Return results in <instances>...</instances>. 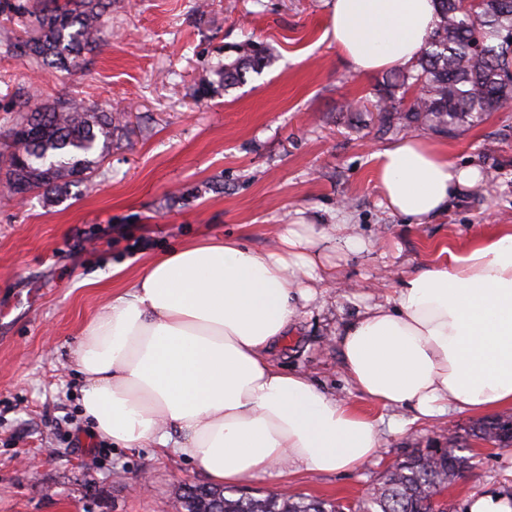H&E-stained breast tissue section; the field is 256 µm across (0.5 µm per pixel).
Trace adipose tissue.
Masks as SVG:
<instances>
[{"label":"adipose tissue","instance_id":"1","mask_svg":"<svg viewBox=\"0 0 512 512\" xmlns=\"http://www.w3.org/2000/svg\"><path fill=\"white\" fill-rule=\"evenodd\" d=\"M437 14L436 0H332L326 35L356 71L407 68ZM376 158L387 208L412 224L482 180L421 136ZM332 240L299 221L281 226L273 250L201 238L151 259L87 321L74 351L94 434L180 455L218 486L287 467L345 473L374 457V418L270 359L334 270ZM441 252L345 327V376L362 397L419 418L510 409L512 226L485 225Z\"/></svg>","mask_w":512,"mask_h":512}]
</instances>
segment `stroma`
<instances>
[{
  "label": "stroma",
  "instance_id": "1",
  "mask_svg": "<svg viewBox=\"0 0 512 512\" xmlns=\"http://www.w3.org/2000/svg\"><path fill=\"white\" fill-rule=\"evenodd\" d=\"M198 2L112 0L107 42L70 73L18 56L20 25L0 18V148L33 96L78 97L127 124L93 179L66 199L36 191L0 200V512H181L184 485L206 482L205 472L93 435L73 360L81 331L153 257L202 237L269 249L278 226L301 213L368 247L337 245L335 277L272 360L381 418L382 445L353 471L303 469L280 486L353 506L404 455L480 421L456 411L417 421L361 397L343 375L339 340L441 246L512 224V105L451 135L416 128L483 180L429 223L411 224L386 208L375 180L377 152L405 133L379 120L382 73L355 72L325 39L330 0H206L202 17ZM249 38L270 47V63L243 84L206 88L212 65ZM478 453L479 466L443 492L448 512H468L483 494L512 496V447Z\"/></svg>",
  "mask_w": 512,
  "mask_h": 512
}]
</instances>
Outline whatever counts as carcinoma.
Listing matches in <instances>:
<instances>
[{
  "instance_id": "obj_1",
  "label": "carcinoma",
  "mask_w": 512,
  "mask_h": 512,
  "mask_svg": "<svg viewBox=\"0 0 512 512\" xmlns=\"http://www.w3.org/2000/svg\"><path fill=\"white\" fill-rule=\"evenodd\" d=\"M435 27L415 65L379 84L377 111L388 127L429 125L452 133L512 103V0H488L477 20L458 0H438ZM112 0H0V15L25 20L34 36L13 44L16 54L37 65L68 71L104 40ZM234 60L213 70L217 83L232 87L260 72L268 48L251 41L236 47ZM421 87L424 94L404 103ZM25 115L9 132L0 165L12 193L42 190L60 200L70 186L89 180L123 128L124 113L88 105L76 97L50 104L21 105ZM512 416L480 423L466 435L432 452L418 449L390 466L376 492L356 504L357 512H433L431 495L476 465L469 438L512 447L506 431ZM185 512H343L337 500L304 494L257 497L228 487L188 485L181 495Z\"/></svg>"
}]
</instances>
